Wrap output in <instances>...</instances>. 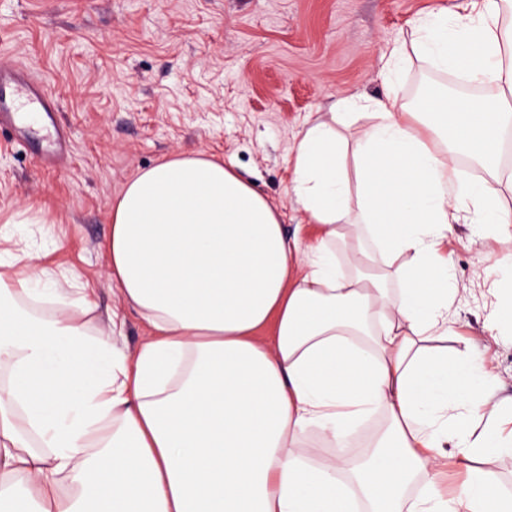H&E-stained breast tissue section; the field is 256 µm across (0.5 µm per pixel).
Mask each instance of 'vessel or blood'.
<instances>
[{
	"label": "vessel or blood",
	"instance_id": "1",
	"mask_svg": "<svg viewBox=\"0 0 512 512\" xmlns=\"http://www.w3.org/2000/svg\"><path fill=\"white\" fill-rule=\"evenodd\" d=\"M54 101L46 90L28 81L18 70H0V128L15 126L22 114H47Z\"/></svg>",
	"mask_w": 512,
	"mask_h": 512
}]
</instances>
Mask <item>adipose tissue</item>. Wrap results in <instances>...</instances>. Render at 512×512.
Wrapping results in <instances>:
<instances>
[{"label":"adipose tissue","instance_id":"1","mask_svg":"<svg viewBox=\"0 0 512 512\" xmlns=\"http://www.w3.org/2000/svg\"><path fill=\"white\" fill-rule=\"evenodd\" d=\"M412 55L489 95L430 85L409 108L390 91L356 99L372 123L354 140L349 112L298 132L291 189L313 239L233 163L180 154L133 176L107 251L149 330L137 349L91 333L92 303L53 271L0 280V512H512L488 465L512 453V397L493 401L487 352L441 346L458 295L445 240L459 224L512 235L457 162L497 171L512 140V0L415 19L387 86ZM486 275L485 328L512 335V265ZM378 412L385 430L350 467L342 448ZM454 470L469 479L450 491Z\"/></svg>","mask_w":512,"mask_h":512}]
</instances>
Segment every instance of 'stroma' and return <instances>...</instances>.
<instances>
[{"label":"stroma","mask_w":512,"mask_h":512,"mask_svg":"<svg viewBox=\"0 0 512 512\" xmlns=\"http://www.w3.org/2000/svg\"><path fill=\"white\" fill-rule=\"evenodd\" d=\"M454 0H0V61L50 85L46 123L0 133V274L28 255L75 270L93 325L117 303L104 244L113 197L137 169L175 153L234 162L287 231L312 238L290 191L291 146L306 121L339 100L380 97L378 72L420 11ZM452 74L418 58L397 93ZM40 209L42 221L19 213ZM458 296L454 330L493 359L512 395V338L483 332L495 298L485 268L512 262V241L486 247L466 224L448 239Z\"/></svg>","instance_id":"obj_1"}]
</instances>
